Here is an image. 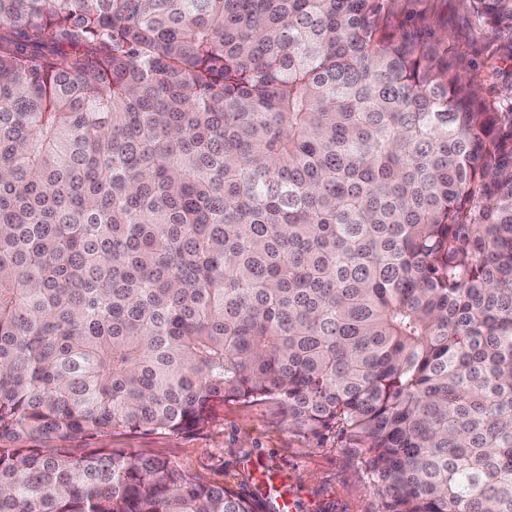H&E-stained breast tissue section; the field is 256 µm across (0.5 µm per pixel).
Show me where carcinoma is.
I'll list each match as a JSON object with an SVG mask.
<instances>
[{"label": "carcinoma", "mask_w": 512, "mask_h": 512, "mask_svg": "<svg viewBox=\"0 0 512 512\" xmlns=\"http://www.w3.org/2000/svg\"><path fill=\"white\" fill-rule=\"evenodd\" d=\"M383 9L0 0V512H251L67 443L265 400L378 512H512V111Z\"/></svg>", "instance_id": "cac0c4a2"}]
</instances>
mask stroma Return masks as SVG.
Returning a JSON list of instances; mask_svg holds the SVG:
<instances>
[{"label": "stroma", "mask_w": 512, "mask_h": 512, "mask_svg": "<svg viewBox=\"0 0 512 512\" xmlns=\"http://www.w3.org/2000/svg\"><path fill=\"white\" fill-rule=\"evenodd\" d=\"M391 32L437 49L481 96L499 104L512 84L507 49L478 22L470 0H384ZM87 448H123L167 458L180 469L227 484L254 512H279L280 496L295 500V512H377L378 498L362 460L329 430L315 435L291 429L273 400L214 406L207 421L178 432L116 433L109 439L77 440Z\"/></svg>", "instance_id": "stroma-1"}]
</instances>
